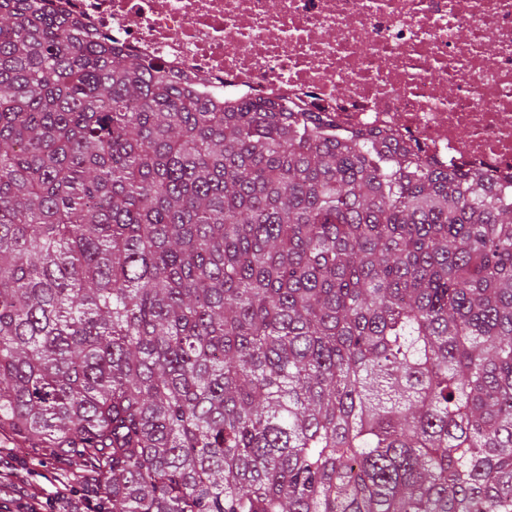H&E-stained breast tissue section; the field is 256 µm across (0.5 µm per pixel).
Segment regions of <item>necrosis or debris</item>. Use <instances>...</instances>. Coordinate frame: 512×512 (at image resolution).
Returning a JSON list of instances; mask_svg holds the SVG:
<instances>
[{"mask_svg":"<svg viewBox=\"0 0 512 512\" xmlns=\"http://www.w3.org/2000/svg\"><path fill=\"white\" fill-rule=\"evenodd\" d=\"M228 100L328 112L512 184V0H50Z\"/></svg>","mask_w":512,"mask_h":512,"instance_id":"1","label":"necrosis or debris"}]
</instances>
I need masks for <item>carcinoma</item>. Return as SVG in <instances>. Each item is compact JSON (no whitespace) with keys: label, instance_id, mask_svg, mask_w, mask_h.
Segmentation results:
<instances>
[{"label":"carcinoma","instance_id":"obj_1","mask_svg":"<svg viewBox=\"0 0 512 512\" xmlns=\"http://www.w3.org/2000/svg\"><path fill=\"white\" fill-rule=\"evenodd\" d=\"M2 430L112 512H512V187L0 0Z\"/></svg>","mask_w":512,"mask_h":512}]
</instances>
